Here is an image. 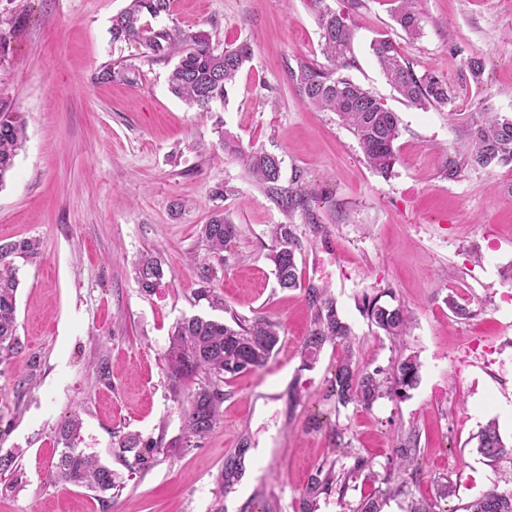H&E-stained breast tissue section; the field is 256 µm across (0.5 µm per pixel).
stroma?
I'll return each mask as SVG.
<instances>
[{
  "instance_id": "obj_1",
  "label": "stroma",
  "mask_w": 512,
  "mask_h": 512,
  "mask_svg": "<svg viewBox=\"0 0 512 512\" xmlns=\"http://www.w3.org/2000/svg\"><path fill=\"white\" fill-rule=\"evenodd\" d=\"M129 0H0V99L24 113L26 139L0 186V241L37 239L40 254L16 259L21 355L0 360V455L16 454L18 477L0 476V512H299L318 468L368 458L376 480L321 496L317 512H351L377 493L393 450L418 437L419 476L408 498L460 512L492 484L512 487V456L492 463L475 437L496 421L512 444V167L448 179V157L468 147L467 121L512 116V0H413L420 37L393 22L392 0H326L353 28L345 74L400 118L398 162L371 170L353 133L332 112L299 96L290 71L323 63L313 0H172L161 24L207 31L213 44L253 48L224 102L200 114L170 89V62L116 43L114 15ZM391 37L417 74L448 82L453 109H422L394 91L372 51ZM471 57L485 69L473 79ZM133 68L132 82L102 79ZM276 154L282 188L311 189L286 213L253 182L223 135ZM224 183L232 192L215 198ZM237 224L213 286L224 310L196 302L197 272L210 262L201 224L214 211ZM292 224L304 281L326 286L354 333L364 369L417 355L420 378L371 409L331 396L339 347L303 363L310 311L302 291L278 287L268 257L270 227ZM160 252L164 275L152 293L133 271ZM382 289L413 315L401 344L375 332L363 294ZM472 312L461 319L449 301ZM267 316L282 326L269 362L224 381L221 421L198 447L181 448V403L165 353L177 321L224 311ZM482 337L488 352L473 350ZM78 416L72 447L123 480L111 496L52 482L61 424ZM129 433L158 442L152 466L129 471L118 448Z\"/></svg>"
}]
</instances>
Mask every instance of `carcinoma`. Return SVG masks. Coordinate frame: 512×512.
I'll list each match as a JSON object with an SVG mask.
<instances>
[{
    "label": "carcinoma",
    "mask_w": 512,
    "mask_h": 512,
    "mask_svg": "<svg viewBox=\"0 0 512 512\" xmlns=\"http://www.w3.org/2000/svg\"><path fill=\"white\" fill-rule=\"evenodd\" d=\"M170 12V0H130L129 5L112 18V41L138 44L158 60L176 59L169 74V86L178 97L208 112L211 105L222 102L228 89L244 65L252 57L247 42L220 49L204 30L179 26H157L152 21ZM396 25L410 38L422 31V18L413 10L411 0H398L393 11ZM320 29V48L330 66L302 62L290 72L294 88L310 105L336 113L340 122L358 139L368 166L382 175L392 172L398 161L396 141L400 136V120L361 85L340 73L350 64L349 54L353 29L347 18L326 7L317 14ZM373 54L395 91L407 102L427 109L445 108L453 103L448 82L433 74L419 76L399 53L390 38H380L372 44ZM25 134V122L18 112L0 101V184L14 166L16 151ZM470 148L446 162L448 178L455 179L467 168H489L512 165V117L484 112L468 125ZM224 146L234 149L243 161L249 175L266 187L272 199L283 211L292 213L306 205L308 192L298 185L283 189L280 180L281 160L263 149L244 150L231 138H224ZM238 227L216 211L200 227V238L209 254L221 255L237 237ZM269 259L277 283L282 289L304 291L310 309V325L303 343L304 364L316 362L327 344L344 347V354L336 363L331 381V395L346 407L355 404L369 409L391 394L403 395L419 381L421 364L415 355H401L390 371L380 368L361 369L353 360L352 331L340 317L335 299L327 289L314 284H303L298 270L296 253L299 239L293 224H276L271 232ZM39 254V242L21 238L0 244V359L15 357L23 352L17 334L16 294L19 286L15 258L32 259ZM135 274L141 289L151 292L163 277L162 260L146 254L136 262ZM214 269L204 264L199 268L197 301H206L213 310L224 308V302L210 288ZM382 294L366 295L361 309L375 329L396 339L406 334L411 323L409 311L401 304L381 303ZM280 323L265 316L251 319L233 315L230 321L194 315L178 322L171 334L166 354L167 369L173 388L181 382L197 379V387L182 406L184 434L181 447L194 448L206 438L220 421L224 391L221 383L228 375L264 367L279 343ZM81 422L73 416L61 426L59 437L65 448L49 473V479L105 495L117 488L112 468L97 458L68 446ZM121 453H130L133 463L144 469L150 466L156 446L142 439L138 433H129L119 441ZM477 450L494 462L512 455V446L506 445L496 422H489L477 435ZM417 435L409 434L394 449L393 472L386 482L393 484L396 493H405L418 468ZM360 477H374L371 463L354 457L353 464L338 471L318 470L308 482L299 502V512H317L321 495L336 492L344 494L349 482ZM386 494L363 498L352 512H382ZM465 512H512V491H501L497 486L476 496L465 506Z\"/></svg>",
    "instance_id": "obj_1"
}]
</instances>
